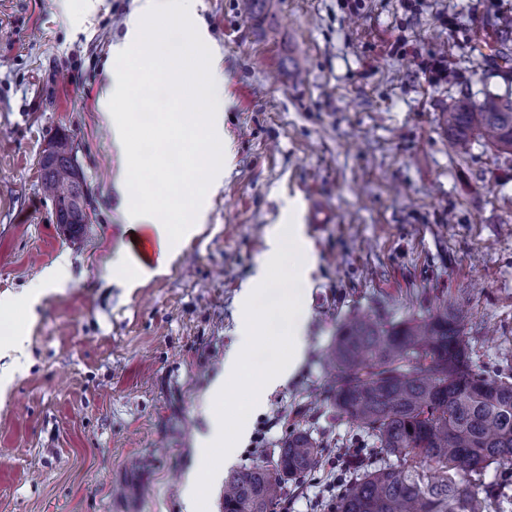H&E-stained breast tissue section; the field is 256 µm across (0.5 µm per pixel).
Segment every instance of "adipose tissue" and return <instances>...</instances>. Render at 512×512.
Wrapping results in <instances>:
<instances>
[{
  "instance_id": "obj_1",
  "label": "adipose tissue",
  "mask_w": 512,
  "mask_h": 512,
  "mask_svg": "<svg viewBox=\"0 0 512 512\" xmlns=\"http://www.w3.org/2000/svg\"><path fill=\"white\" fill-rule=\"evenodd\" d=\"M136 6L126 22L124 36L110 46L112 75L99 109L112 141L121 151H128L137 114L130 106V91L135 77L158 78L167 86L173 110L165 116L163 141L169 142L190 135L196 142L187 155L182 182L163 194L154 189H141L123 195L127 224L151 228L157 240L156 263L165 269L176 256L181 240L202 223L199 200L204 186H220L226 170L213 162H205L203 145H220L224 140V88L210 80L205 70L186 76L182 58L169 53L164 26L174 19L191 26L195 37L204 31L196 23L195 0H135ZM138 62V71H131L129 62ZM206 95L208 107L203 112H183L179 105L188 87ZM264 262L241 293L242 325L239 352L229 354L224 361V380L215 383L209 400L220 411L214 419L211 433L200 442L196 471L186 479L183 495L189 512H197L201 485L198 474L216 467L215 453L223 451L232 457L241 440L229 432L227 419L234 411L228 389L229 382L249 381L251 402L263 404L267 393L291 377L302 363L306 352L305 332L310 312L305 304L304 270L315 261L306 248L295 224L283 225L269 240ZM282 307L288 327V343L271 353L266 363L250 359L248 352L265 343L259 328L261 316L275 307Z\"/></svg>"
}]
</instances>
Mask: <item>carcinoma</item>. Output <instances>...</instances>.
<instances>
[{
  "label": "carcinoma",
  "instance_id": "1",
  "mask_svg": "<svg viewBox=\"0 0 512 512\" xmlns=\"http://www.w3.org/2000/svg\"><path fill=\"white\" fill-rule=\"evenodd\" d=\"M489 43L512 67V17L496 20ZM442 121L456 144L473 133L512 154V93L460 95ZM70 138L52 140L41 187L57 223L78 234L87 190L74 178ZM336 412L371 440L378 462L352 468L331 512H490L483 475H512V368L488 371L473 358L459 310L441 300L426 316L399 322L358 313L327 350ZM321 441L296 429L275 456L259 453L224 480V512H274L288 482L311 472Z\"/></svg>",
  "mask_w": 512,
  "mask_h": 512
}]
</instances>
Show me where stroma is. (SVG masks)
Masks as SVG:
<instances>
[{
	"label": "stroma",
	"mask_w": 512,
	"mask_h": 512,
	"mask_svg": "<svg viewBox=\"0 0 512 512\" xmlns=\"http://www.w3.org/2000/svg\"><path fill=\"white\" fill-rule=\"evenodd\" d=\"M134 0H0V296L17 297L61 266L68 286L21 320L27 357L0 399V512H186L183 488L214 411L205 395L237 342L240 293L279 225L300 224L309 272L307 356L247 410L235 458L204 479L202 512H221L224 480L290 431L328 440L316 468L288 483V512H327L331 443L355 426L332 406L322 358L353 313L426 315L441 294L466 316L487 368L512 365V157L480 136L456 152L441 111L459 91L482 99L507 82L470 37L490 39L512 0H273L264 24L240 0H198L210 43L167 27L186 64L217 59L230 106V174L208 219L168 272L119 286L116 253L132 239L115 178L123 158L98 109L109 46ZM453 18L442 25L441 16ZM403 39L401 53L390 50ZM439 56L457 78L430 84ZM132 153L140 185L174 171L156 144L161 84L135 81ZM72 137L88 222L72 235L39 187L50 139ZM317 203L326 215L310 224Z\"/></svg>",
	"instance_id": "stroma-1"
}]
</instances>
